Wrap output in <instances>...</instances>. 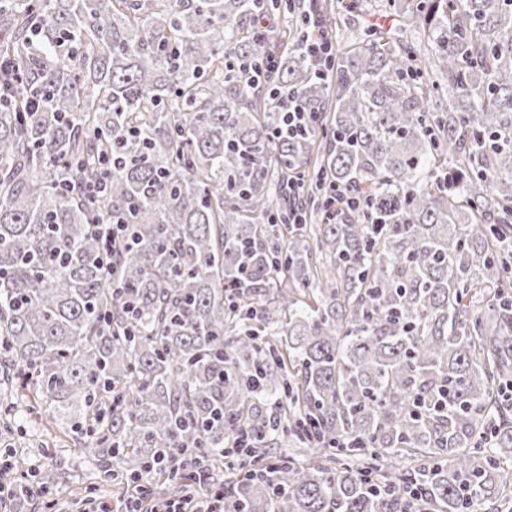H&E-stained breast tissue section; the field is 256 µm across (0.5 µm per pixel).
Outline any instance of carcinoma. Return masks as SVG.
Wrapping results in <instances>:
<instances>
[{"label":"carcinoma","instance_id":"obj_1","mask_svg":"<svg viewBox=\"0 0 512 512\" xmlns=\"http://www.w3.org/2000/svg\"><path fill=\"white\" fill-rule=\"evenodd\" d=\"M281 6L0 0V377L90 438L114 496L140 475L176 494L202 466L230 512H402L374 481L501 512L512 0H385L403 29L329 69ZM290 175L333 218L288 223ZM245 427L257 467L293 438L314 453L255 479L229 461Z\"/></svg>","mask_w":512,"mask_h":512}]
</instances>
